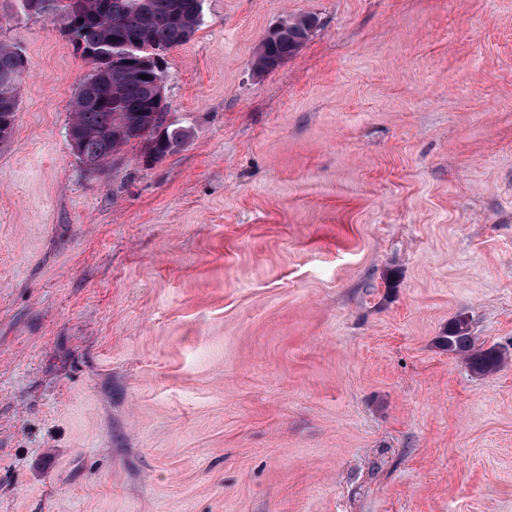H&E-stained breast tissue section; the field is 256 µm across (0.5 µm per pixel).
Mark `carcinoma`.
Instances as JSON below:
<instances>
[{"label": "carcinoma", "instance_id": "cac0c4a2", "mask_svg": "<svg viewBox=\"0 0 512 512\" xmlns=\"http://www.w3.org/2000/svg\"><path fill=\"white\" fill-rule=\"evenodd\" d=\"M201 12V0H51L46 13L61 15L64 34L95 58L72 100L71 149L79 161L105 164L136 139L153 160L185 144L186 128L170 124L161 133L154 122V77L159 54L186 44L200 26ZM303 19L288 17L286 34L261 42L256 70L263 73L266 62L283 63L299 51L312 35ZM24 67L18 49L0 43V143L14 134ZM441 343L481 375L497 371L506 359L501 348L476 345L461 318L448 326Z\"/></svg>", "mask_w": 512, "mask_h": 512}]
</instances>
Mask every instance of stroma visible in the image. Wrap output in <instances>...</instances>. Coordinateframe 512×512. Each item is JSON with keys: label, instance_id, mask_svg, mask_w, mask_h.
Here are the masks:
<instances>
[{"label": "stroma", "instance_id": "35a3bbf8", "mask_svg": "<svg viewBox=\"0 0 512 512\" xmlns=\"http://www.w3.org/2000/svg\"><path fill=\"white\" fill-rule=\"evenodd\" d=\"M0 42V512H512V362L440 344L512 352V0H202L187 142L96 172L58 19ZM311 14L302 16H287L288 17V32L275 41L266 42L262 41L257 49L255 56L254 66L259 72H268L266 69V62L276 60L280 62V65L286 60L294 56L303 44L309 40L312 31H308V27L303 26V19L308 18ZM297 20V22L294 21ZM316 17H310L307 19V25L311 29H315L317 26ZM24 67L18 49L0 43V143L8 142L14 134ZM441 343L449 352L462 356L472 371L487 375L497 371L506 359V351L501 348H483L476 345L465 319H455L448 327V336Z\"/></svg>", "mask_w": 512, "mask_h": 512}]
</instances>
